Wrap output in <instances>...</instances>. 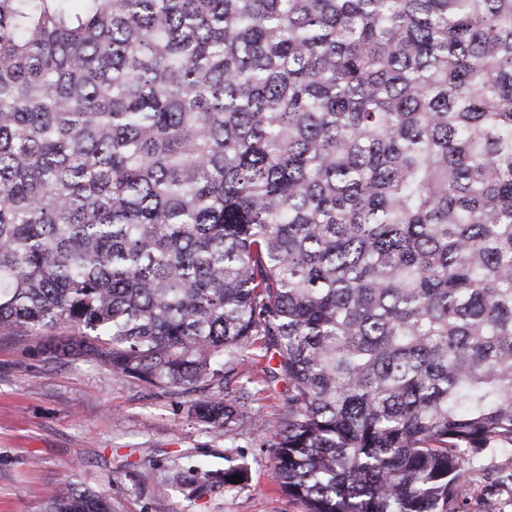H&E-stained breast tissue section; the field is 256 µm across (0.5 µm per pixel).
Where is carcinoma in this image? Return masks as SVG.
<instances>
[{
    "label": "carcinoma",
    "instance_id": "cac0c4a2",
    "mask_svg": "<svg viewBox=\"0 0 512 512\" xmlns=\"http://www.w3.org/2000/svg\"><path fill=\"white\" fill-rule=\"evenodd\" d=\"M57 328L227 437L258 344L303 512H461L512 455V0H0V335Z\"/></svg>",
    "mask_w": 512,
    "mask_h": 512
}]
</instances>
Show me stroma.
Instances as JSON below:
<instances>
[{
  "label": "stroma",
  "mask_w": 512,
  "mask_h": 512,
  "mask_svg": "<svg viewBox=\"0 0 512 512\" xmlns=\"http://www.w3.org/2000/svg\"><path fill=\"white\" fill-rule=\"evenodd\" d=\"M261 350L245 352L229 396L250 421L234 441L189 413L197 394L122 379L94 357H54L35 337H0V512H45L63 483L106 493L114 512H301L281 492L270 421L283 411L284 381ZM243 464L245 486L191 499L175 471ZM468 512H512V493L488 475L512 457L474 464Z\"/></svg>",
  "instance_id": "obj_1"
}]
</instances>
